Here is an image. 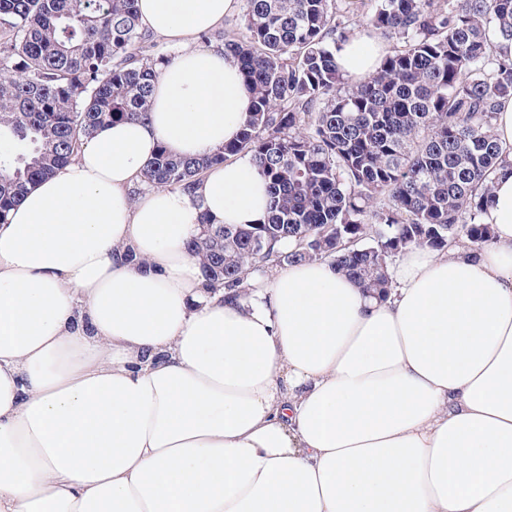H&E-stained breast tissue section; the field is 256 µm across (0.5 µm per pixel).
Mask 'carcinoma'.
<instances>
[{
  "mask_svg": "<svg viewBox=\"0 0 512 512\" xmlns=\"http://www.w3.org/2000/svg\"><path fill=\"white\" fill-rule=\"evenodd\" d=\"M138 0H0V223L36 181L102 126L144 120L168 55ZM246 34L224 33L254 96L239 139L194 159L160 148L148 187L188 191L242 153L267 179V222L203 217L187 244L208 286L235 299L251 273L331 260L370 297L392 288L389 260L491 237L494 178L512 166L494 119L512 100V0H242ZM396 39L363 78L342 71L352 37Z\"/></svg>",
  "mask_w": 512,
  "mask_h": 512,
  "instance_id": "1",
  "label": "carcinoma"
}]
</instances>
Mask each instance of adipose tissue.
<instances>
[{"label":"adipose tissue","instance_id":"1","mask_svg":"<svg viewBox=\"0 0 512 512\" xmlns=\"http://www.w3.org/2000/svg\"><path fill=\"white\" fill-rule=\"evenodd\" d=\"M235 8L138 0L181 49L147 119L98 129L0 224V512H512V170L491 241L405 250L381 302L325 260L207 288L201 217H267L250 154L190 193L142 185L158 148L238 138L251 91L197 43ZM384 52L360 35L337 61Z\"/></svg>","mask_w":512,"mask_h":512}]
</instances>
